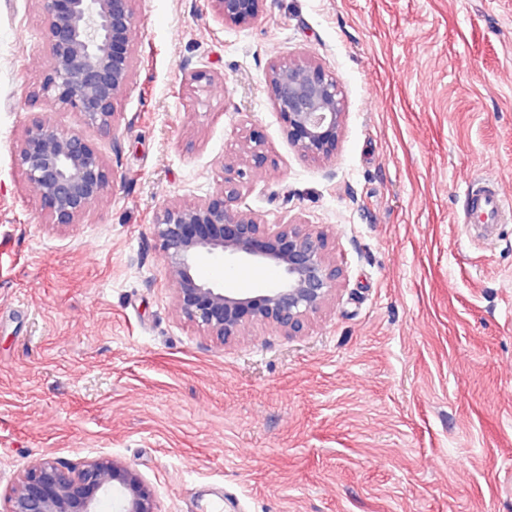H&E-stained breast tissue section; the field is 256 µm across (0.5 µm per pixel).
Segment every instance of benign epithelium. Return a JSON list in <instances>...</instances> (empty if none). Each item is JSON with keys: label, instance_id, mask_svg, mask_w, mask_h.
<instances>
[{"label": "benign epithelium", "instance_id": "benign-epithelium-1", "mask_svg": "<svg viewBox=\"0 0 512 512\" xmlns=\"http://www.w3.org/2000/svg\"><path fill=\"white\" fill-rule=\"evenodd\" d=\"M45 18L47 68L42 96L79 114L84 124L109 131L114 101L134 65L135 0H38ZM263 0H208L223 23L245 26ZM272 102L288 142L307 159L326 158L338 146L345 101L333 74L309 60L275 61L267 75ZM272 160L254 130L236 157L223 162L220 188L192 204L163 205L152 217V235L175 284L174 304L208 336L227 342L252 324L297 335L317 315L339 278L324 237L300 224H266L239 207L241 189ZM14 164L39 198L47 223H76L107 190L113 172L82 134L64 131L35 115L25 125ZM270 264L283 273L259 293L227 292L201 280L209 256ZM159 512L141 475L111 457L73 467L49 459L32 464L11 486L5 512Z\"/></svg>", "mask_w": 512, "mask_h": 512}]
</instances>
